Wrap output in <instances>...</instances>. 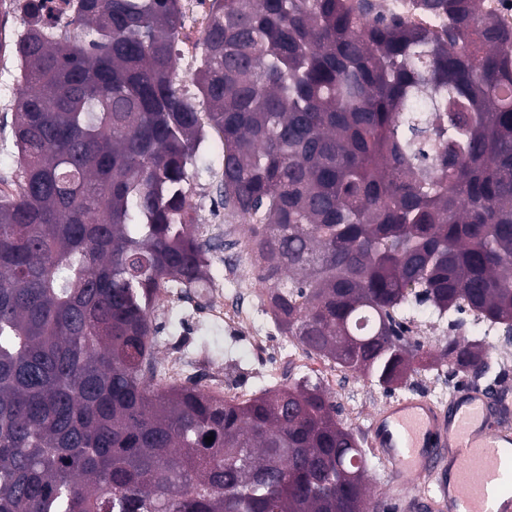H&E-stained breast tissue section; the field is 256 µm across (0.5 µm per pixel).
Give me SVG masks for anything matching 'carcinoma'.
I'll return each mask as SVG.
<instances>
[{
	"label": "carcinoma",
	"mask_w": 512,
	"mask_h": 512,
	"mask_svg": "<svg viewBox=\"0 0 512 512\" xmlns=\"http://www.w3.org/2000/svg\"><path fill=\"white\" fill-rule=\"evenodd\" d=\"M43 0L17 62L0 191V512H370L360 439L305 379L235 404L151 384L158 291L209 287L190 167L222 144L275 325L390 389L440 359L398 312L512 336V26L480 0H211L180 76L181 0ZM214 437L208 443L205 438Z\"/></svg>",
	"instance_id": "obj_1"
}]
</instances>
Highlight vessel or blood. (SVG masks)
Returning a JSON list of instances; mask_svg holds the SVG:
<instances>
[{"label":"vessel or blood","mask_w":512,"mask_h":512,"mask_svg":"<svg viewBox=\"0 0 512 512\" xmlns=\"http://www.w3.org/2000/svg\"><path fill=\"white\" fill-rule=\"evenodd\" d=\"M390 483L419 484L443 512H488L485 491L512 467V405L466 385L448 402L390 401L370 425Z\"/></svg>","instance_id":"vessel-or-blood-1"}]
</instances>
